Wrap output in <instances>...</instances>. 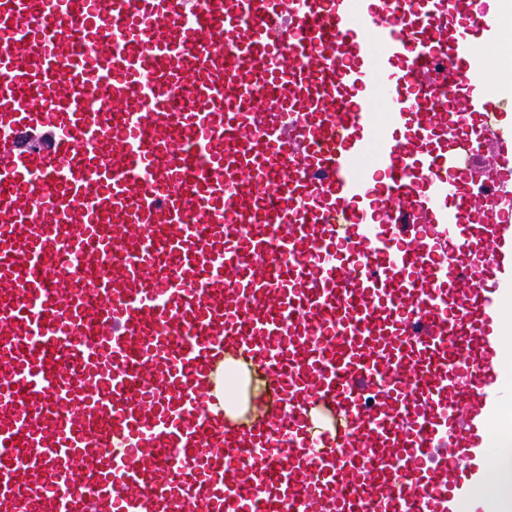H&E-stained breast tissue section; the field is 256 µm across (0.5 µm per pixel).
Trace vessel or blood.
Listing matches in <instances>:
<instances>
[{
  "label": "vessel or blood",
  "instance_id": "b4317fda",
  "mask_svg": "<svg viewBox=\"0 0 512 512\" xmlns=\"http://www.w3.org/2000/svg\"><path fill=\"white\" fill-rule=\"evenodd\" d=\"M505 5L0 0V512H512Z\"/></svg>",
  "mask_w": 512,
  "mask_h": 512
}]
</instances>
